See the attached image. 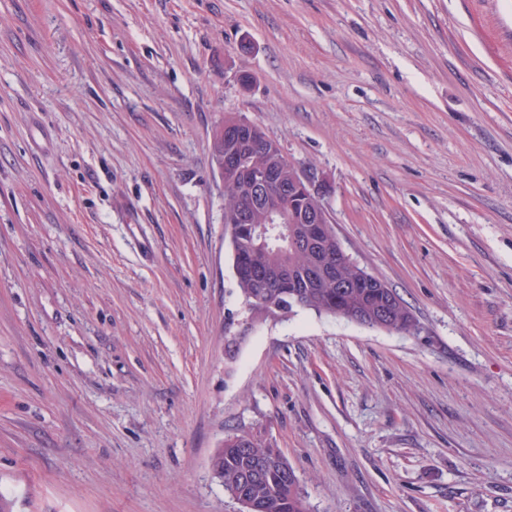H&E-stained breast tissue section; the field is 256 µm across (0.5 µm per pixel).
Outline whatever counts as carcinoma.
I'll return each instance as SVG.
<instances>
[{"instance_id": "cac0c4a2", "label": "carcinoma", "mask_w": 512, "mask_h": 512, "mask_svg": "<svg viewBox=\"0 0 512 512\" xmlns=\"http://www.w3.org/2000/svg\"><path fill=\"white\" fill-rule=\"evenodd\" d=\"M253 140L252 159L258 167L279 168L280 183H290L288 168L281 165L282 153L276 141L258 128L249 131ZM242 147L234 132L224 133V141L214 145L213 157H223ZM243 188L224 187V226L237 228L234 221L242 205ZM251 226L267 228L262 237L241 240L230 236L233 270L238 296L242 302L260 296L272 300L285 310L301 303V308L319 315L348 321L358 319L368 328L410 334L415 320L406 306L390 304L393 290L379 288L358 277L361 271L351 258L334 246L307 252L290 238L310 234L309 224L288 225V235L278 227H268V214L254 209L249 215ZM211 470L232 497L244 495L253 512H308L305 492L288 459L258 434L233 433L211 459Z\"/></svg>"}]
</instances>
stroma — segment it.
<instances>
[{
    "instance_id": "35a3bbf8",
    "label": "stroma",
    "mask_w": 512,
    "mask_h": 512,
    "mask_svg": "<svg viewBox=\"0 0 512 512\" xmlns=\"http://www.w3.org/2000/svg\"><path fill=\"white\" fill-rule=\"evenodd\" d=\"M231 115L414 333L245 313ZM238 430L311 512H512V0H0V495L240 512ZM249 125L248 121H245L239 117H227L224 120V124L220 126L217 131L216 135L220 139H224L221 141H217L214 145L213 150V157L215 161V165L217 164L218 157L223 158L224 156V169L223 171H219V177L224 184L231 183L228 180V177H232V183L238 184L242 181H271L274 178V173L271 171H263L258 172L255 171L249 161V156L247 152H239L235 154H228L225 156L228 152L238 149L240 147H243L244 144L238 141L236 131L234 132H225L224 129L232 128L236 130H240L243 127H246ZM228 157V158H227Z\"/></svg>"
}]
</instances>
